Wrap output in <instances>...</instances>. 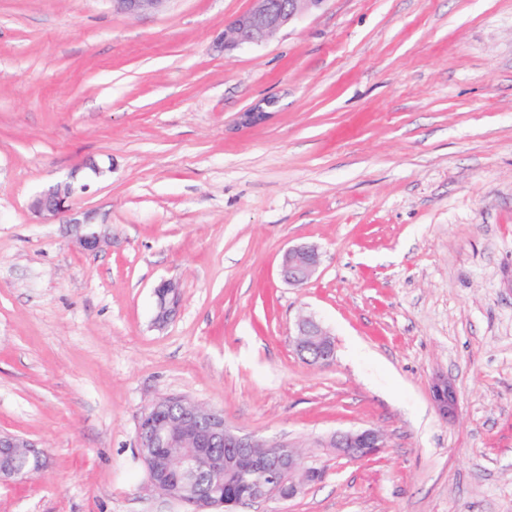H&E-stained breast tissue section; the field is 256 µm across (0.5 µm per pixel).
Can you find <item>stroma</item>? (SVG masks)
Segmentation results:
<instances>
[{"mask_svg":"<svg viewBox=\"0 0 512 512\" xmlns=\"http://www.w3.org/2000/svg\"><path fill=\"white\" fill-rule=\"evenodd\" d=\"M251 5L0 0V431L47 455L0 512H190L136 455L171 395L324 471L239 512H512V0H328L225 51ZM62 181L68 211L38 214ZM74 221L111 243L79 248ZM304 242L321 265L296 288L279 262ZM303 313L330 365L297 354ZM358 427L386 448L322 447ZM118 10L128 14L137 15L146 10L162 9L170 0H111ZM178 284L173 280L162 282L156 290L158 297L157 310L154 317V324L158 327L168 322L176 311L179 302ZM330 331L312 317H301L294 334L298 355L311 365L325 366L334 360L335 344ZM431 392L439 414L445 419L452 416L457 408V398L453 383L448 380V377H436L432 381ZM386 446L383 433L374 428L339 431L322 444V447L333 448L336 456L353 460L376 455Z\"/></svg>","mask_w":512,"mask_h":512,"instance_id":"1","label":"stroma"}]
</instances>
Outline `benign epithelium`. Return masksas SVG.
<instances>
[{
    "label": "benign epithelium",
    "instance_id": "7a95c632",
    "mask_svg": "<svg viewBox=\"0 0 512 512\" xmlns=\"http://www.w3.org/2000/svg\"><path fill=\"white\" fill-rule=\"evenodd\" d=\"M170 0H112V5L128 14L159 10ZM328 0H252L246 12L224 25V50L243 44L258 45L272 39L281 29L305 13L324 8ZM73 191L69 183L49 188L36 201L40 213L67 211ZM76 244L85 250L100 247V233L88 224H76ZM320 266L318 247L298 244L282 255L279 274L293 287L307 284ZM154 324L168 322L179 302L178 284L162 282ZM298 355L311 365L325 366L334 360L335 344L330 331L312 317H302L296 324L293 339ZM435 406L443 418L453 415L457 398L453 383L446 376L436 377L431 384ZM332 448L336 456L362 459L386 447L382 432L374 428L339 431L322 444ZM137 453L142 460L148 488L168 501L191 498L193 512H212L220 506L224 512H237L249 502L277 497L290 500L311 484L319 482L323 471L314 466L310 455L300 445L285 437L260 438L229 426L224 413L185 397H167L148 406L137 424ZM32 464V473L42 470L43 452L28 439L10 432H0V482L20 479L17 462ZM203 467L211 473H224L245 480L241 491L217 496L187 481V467Z\"/></svg>",
    "mask_w": 512,
    "mask_h": 512
}]
</instances>
